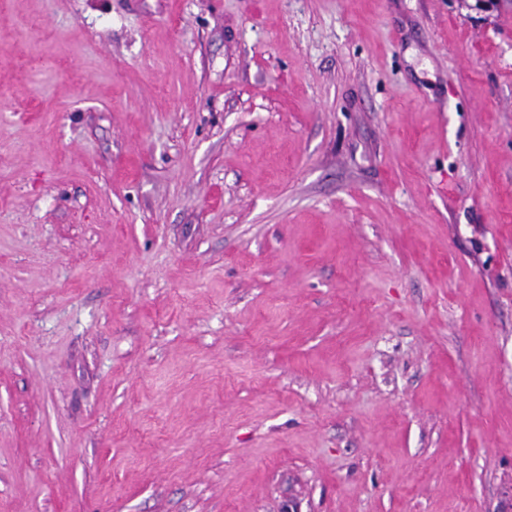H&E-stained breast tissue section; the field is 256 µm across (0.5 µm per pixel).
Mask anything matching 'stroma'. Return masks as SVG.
Masks as SVG:
<instances>
[{
  "label": "stroma",
  "mask_w": 512,
  "mask_h": 512,
  "mask_svg": "<svg viewBox=\"0 0 512 512\" xmlns=\"http://www.w3.org/2000/svg\"><path fill=\"white\" fill-rule=\"evenodd\" d=\"M0 512H512V0H0Z\"/></svg>",
  "instance_id": "1"
}]
</instances>
